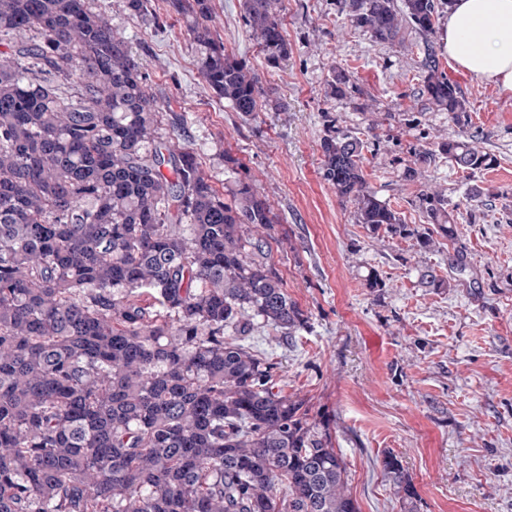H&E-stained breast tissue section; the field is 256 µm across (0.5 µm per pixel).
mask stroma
Returning <instances> with one entry per match:
<instances>
[{
    "instance_id": "35a3bbf8",
    "label": "stroma",
    "mask_w": 512,
    "mask_h": 512,
    "mask_svg": "<svg viewBox=\"0 0 512 512\" xmlns=\"http://www.w3.org/2000/svg\"><path fill=\"white\" fill-rule=\"evenodd\" d=\"M241 3L212 0V26L262 79L247 121L201 77L187 21L166 0H151L148 16L95 0L141 55L144 86L162 111L183 115L184 142L213 187L230 194L247 175L278 217L270 259L307 322L288 337L259 328L248 343L275 363L279 388L327 423L360 512H401L382 472L389 451L413 478L418 512H512V98L448 69L470 105L468 125L456 127L419 94L418 36L377 43L348 25L335 0H279L288 57L269 66ZM335 70L354 80L347 96L327 93ZM326 112L374 139L365 175L405 223L426 221L411 204L422 186L442 190L455 239L423 252L356 224L321 174ZM453 132L495 166L469 174L440 158L419 180L403 178L411 148H437ZM227 150L243 172L225 168ZM458 250L468 264L461 282L448 269ZM429 268L444 287L422 284ZM372 272L384 287L367 286Z\"/></svg>"
}]
</instances>
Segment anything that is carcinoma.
<instances>
[{
	"label": "carcinoma",
	"instance_id": "cac0c4a2",
	"mask_svg": "<svg viewBox=\"0 0 512 512\" xmlns=\"http://www.w3.org/2000/svg\"><path fill=\"white\" fill-rule=\"evenodd\" d=\"M94 0H0V33L36 30L0 56V512H359L342 454L303 398L275 389L245 342L255 322L305 324L268 256L278 223L249 178L227 202L142 62ZM380 44L423 39L420 95L468 121L430 35L452 0H337ZM190 26L200 73L244 118L259 75L212 32L211 0H169ZM269 64L288 57L277 0H242ZM350 76L332 72L330 94ZM322 176L373 235L430 251L454 235L448 198L422 190L413 227L363 171L366 142L322 115ZM482 171L494 157L451 135L414 149ZM382 467L403 512L413 480Z\"/></svg>",
	"mask_w": 512,
	"mask_h": 512
}]
</instances>
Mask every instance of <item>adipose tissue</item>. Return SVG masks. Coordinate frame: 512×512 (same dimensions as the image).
Segmentation results:
<instances>
[{"mask_svg":"<svg viewBox=\"0 0 512 512\" xmlns=\"http://www.w3.org/2000/svg\"><path fill=\"white\" fill-rule=\"evenodd\" d=\"M442 44L456 68L512 96V0H454Z\"/></svg>","mask_w":512,"mask_h":512,"instance_id":"obj_1","label":"adipose tissue"}]
</instances>
